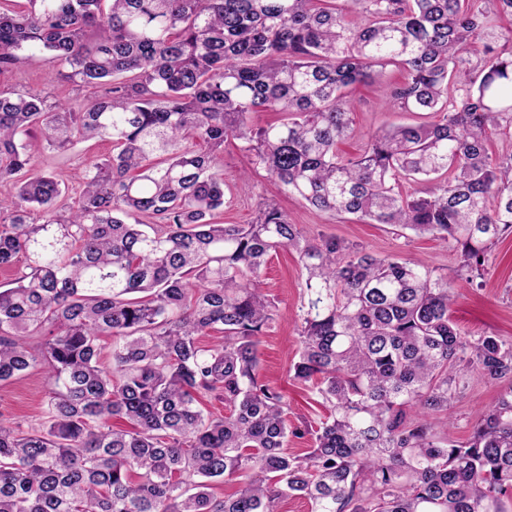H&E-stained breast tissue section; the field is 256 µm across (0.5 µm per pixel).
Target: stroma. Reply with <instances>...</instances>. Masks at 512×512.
Listing matches in <instances>:
<instances>
[{
  "label": "stroma",
  "instance_id": "1",
  "mask_svg": "<svg viewBox=\"0 0 512 512\" xmlns=\"http://www.w3.org/2000/svg\"><path fill=\"white\" fill-rule=\"evenodd\" d=\"M380 86V85H379ZM379 86L357 84L347 91V103L353 117V133L338 146L343 157L357 156L367 138L375 132L399 125L433 121L428 112H404L385 105ZM2 90L54 91L75 108L84 107L94 97L93 89L73 90L41 62L26 63L21 74L0 76ZM112 145L107 141H82L64 151L47 150L34 161L38 170L68 181L69 201H76L80 189L71 183L73 172L86 164L109 156ZM224 209L219 216L227 224H248L256 215L260 202L271 200L300 224L306 235L331 236L354 243L367 250L397 258L421 259L435 273L447 276L454 296L451 315L464 336L476 338L492 333L512 342V234L501 239L485 263L483 275L466 282L456 274L458 255L451 245H443L433 236L418 234L388 224H369L352 215L335 216L309 206L299 197L282 192L265 170L253 168L251 157L241 141L224 144ZM262 288L274 298L278 315L261 337L260 374L270 384L285 389L293 417L325 416L324 408H311V390L297 385L292 366L301 349L298 315L304 303V273L294 253L286 250L274 254L261 273ZM48 379L39 369L0 384V422L23 426L40 425L45 417ZM497 386L479 376H472L461 390L449 412L435 413V432H442L446 419H454L451 435L465 439L478 414L498 396Z\"/></svg>",
  "mask_w": 512,
  "mask_h": 512
}]
</instances>
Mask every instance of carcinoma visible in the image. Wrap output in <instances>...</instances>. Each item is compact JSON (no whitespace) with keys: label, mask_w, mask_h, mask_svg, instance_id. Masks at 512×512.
I'll use <instances>...</instances> for the list:
<instances>
[{"label":"carcinoma","mask_w":512,"mask_h":512,"mask_svg":"<svg viewBox=\"0 0 512 512\" xmlns=\"http://www.w3.org/2000/svg\"><path fill=\"white\" fill-rule=\"evenodd\" d=\"M503 14L512 0H0V74L39 57L98 89L80 111L0 91V184L13 187L0 268L26 256L0 289V383L35 367L49 383L39 427L0 423V512H280L290 495L312 512H512V343L462 336L447 277L309 239L273 204L250 224L213 221L233 138L282 191L451 241L461 275L482 276L512 234V153L487 147L512 128ZM389 66L405 74L395 87L380 83ZM367 80L439 121L339 156L345 90ZM262 111L284 118L248 125ZM91 139L112 156L79 169L78 202L63 206L34 154ZM281 249L305 271L293 379L329 410L316 426L290 422L259 373L276 312L260 273ZM211 332L220 342L202 346ZM471 373L502 385L497 399L467 439L435 435L430 415ZM211 395L227 414H204ZM290 434L311 435L310 451L288 454ZM226 478L237 490L215 497Z\"/></svg>","instance_id":"1"}]
</instances>
